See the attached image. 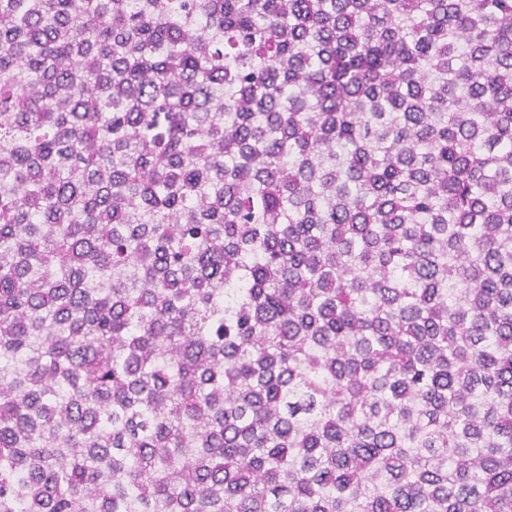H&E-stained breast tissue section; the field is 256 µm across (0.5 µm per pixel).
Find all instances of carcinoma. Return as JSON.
Wrapping results in <instances>:
<instances>
[{
    "label": "carcinoma",
    "mask_w": 512,
    "mask_h": 512,
    "mask_svg": "<svg viewBox=\"0 0 512 512\" xmlns=\"http://www.w3.org/2000/svg\"><path fill=\"white\" fill-rule=\"evenodd\" d=\"M0 512H512V0H0Z\"/></svg>",
    "instance_id": "cac0c4a2"
}]
</instances>
